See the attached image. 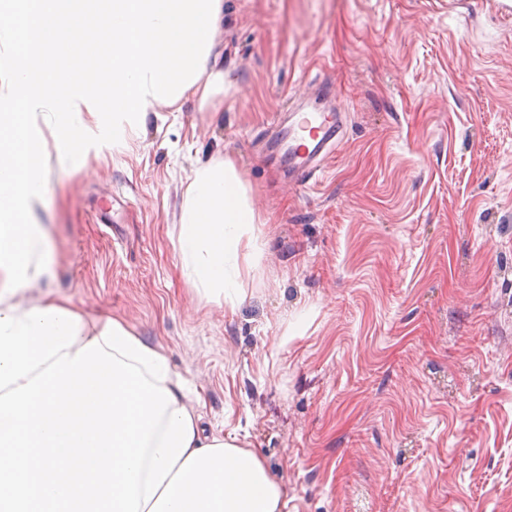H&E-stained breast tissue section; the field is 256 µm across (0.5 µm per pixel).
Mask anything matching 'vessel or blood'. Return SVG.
Masks as SVG:
<instances>
[{
    "mask_svg": "<svg viewBox=\"0 0 512 512\" xmlns=\"http://www.w3.org/2000/svg\"><path fill=\"white\" fill-rule=\"evenodd\" d=\"M341 127L342 117L337 112H320L310 116L295 112L289 115L287 123L279 131L280 139L289 142V170L297 177H306L317 158L331 149Z\"/></svg>",
    "mask_w": 512,
    "mask_h": 512,
    "instance_id": "obj_1",
    "label": "vessel or blood"
}]
</instances>
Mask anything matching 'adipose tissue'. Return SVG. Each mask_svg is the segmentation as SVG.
<instances>
[{
	"mask_svg": "<svg viewBox=\"0 0 512 512\" xmlns=\"http://www.w3.org/2000/svg\"><path fill=\"white\" fill-rule=\"evenodd\" d=\"M223 0H0V396L64 353L99 341L171 392L188 383L168 357L119 321L86 319L64 301L25 305L20 290L54 276L36 211L52 166L84 159L143 124L153 104L206 101ZM256 212L231 161L194 171L176 237L184 273L235 296L237 258ZM139 512H284L285 490L251 450L204 435Z\"/></svg>",
	"mask_w": 512,
	"mask_h": 512,
	"instance_id": "ef3b65f1",
	"label": "adipose tissue"
}]
</instances>
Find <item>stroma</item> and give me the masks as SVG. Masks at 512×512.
I'll list each match as a JSON object with an SVG mask.
<instances>
[{"label": "stroma", "instance_id": "obj_1", "mask_svg": "<svg viewBox=\"0 0 512 512\" xmlns=\"http://www.w3.org/2000/svg\"><path fill=\"white\" fill-rule=\"evenodd\" d=\"M501 0H224V86L53 170L63 298L160 348L206 435L258 454L287 512H512V14ZM342 115L303 180L286 109ZM232 161L259 218L239 300L175 232Z\"/></svg>", "mask_w": 512, "mask_h": 512}]
</instances>
